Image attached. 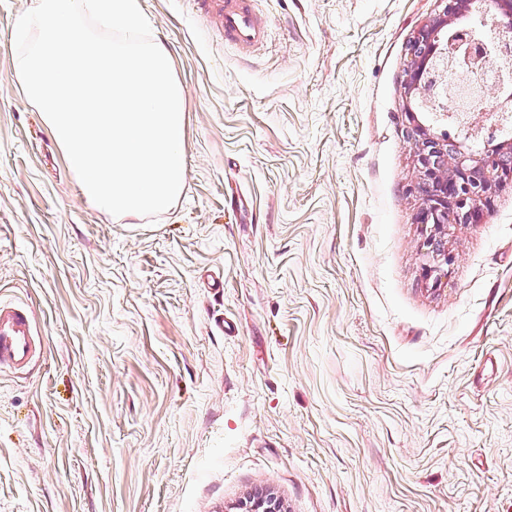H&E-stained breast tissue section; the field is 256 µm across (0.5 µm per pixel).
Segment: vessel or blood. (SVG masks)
<instances>
[{
    "mask_svg": "<svg viewBox=\"0 0 512 512\" xmlns=\"http://www.w3.org/2000/svg\"><path fill=\"white\" fill-rule=\"evenodd\" d=\"M203 22L225 44L247 48L263 44L267 24L258 14L256 0H192ZM34 318L29 308L0 303V368L25 370L36 352Z\"/></svg>",
    "mask_w": 512,
    "mask_h": 512,
    "instance_id": "1",
    "label": "vessel or blood"
}]
</instances>
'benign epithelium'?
<instances>
[{
    "label": "benign epithelium",
    "instance_id": "7a95c632",
    "mask_svg": "<svg viewBox=\"0 0 512 512\" xmlns=\"http://www.w3.org/2000/svg\"><path fill=\"white\" fill-rule=\"evenodd\" d=\"M440 10L416 30L407 45L409 64L405 89L407 95L423 100L431 109H443L442 115L459 120L458 128L478 132L482 128L474 109L456 112L447 107L448 86L445 75L461 70L468 82L479 84L484 66L498 55H512V36L494 42V50L474 40L469 31L455 25L467 14L490 13L512 21V0H438ZM422 136L416 152L419 181L413 188L421 200L418 223L429 228L423 243L422 270L433 285L454 263V255L445 246L444 236L450 224H476L491 203L496 185L512 181V145L494 143L495 133L485 132L486 144L473 148L447 134H435L421 124ZM244 512H281L271 497L253 499Z\"/></svg>",
    "mask_w": 512,
    "mask_h": 512
}]
</instances>
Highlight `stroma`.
Instances as JSON below:
<instances>
[{
  "instance_id": "1",
  "label": "stroma",
  "mask_w": 512,
  "mask_h": 512,
  "mask_svg": "<svg viewBox=\"0 0 512 512\" xmlns=\"http://www.w3.org/2000/svg\"><path fill=\"white\" fill-rule=\"evenodd\" d=\"M0 0V512H512V182L420 266L407 44L436 0H256L266 43L141 0L187 89L185 191L93 208ZM229 323L223 332L221 323ZM38 336L29 308L0 302V368L25 370L33 361Z\"/></svg>"
}]
</instances>
